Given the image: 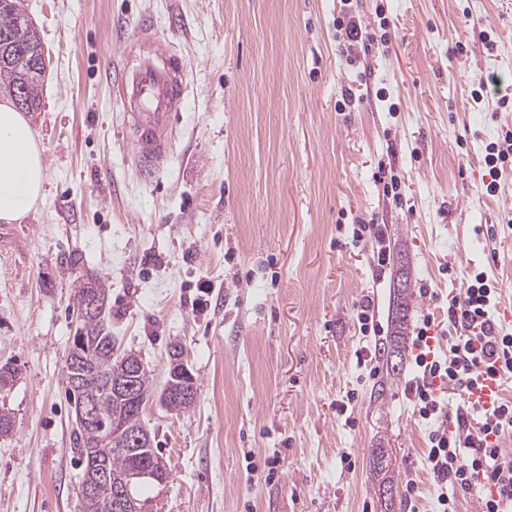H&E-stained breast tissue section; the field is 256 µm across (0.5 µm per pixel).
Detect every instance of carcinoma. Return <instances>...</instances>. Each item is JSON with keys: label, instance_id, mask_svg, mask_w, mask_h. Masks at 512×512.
Returning <instances> with one entry per match:
<instances>
[{"label": "carcinoma", "instance_id": "carcinoma-1", "mask_svg": "<svg viewBox=\"0 0 512 512\" xmlns=\"http://www.w3.org/2000/svg\"><path fill=\"white\" fill-rule=\"evenodd\" d=\"M20 0L0 3V93L5 92L13 103H22L21 109L33 112L39 106V87L44 68L34 69L33 58L43 55L40 38L19 7ZM98 298L100 305L92 315H84L76 334L86 338L88 359L81 365L76 362L73 350H68L63 369V378L68 391L73 394L74 405L82 401H94L96 422L78 428L77 453L81 460L82 477L90 473V466L101 460L107 463L109 476L95 484L94 489L81 495L83 512H111L115 487L123 483L134 470H160L162 457L154 447L130 448L119 444H102L100 425L120 418L128 430H145L142 413L143 401L119 399L107 391L109 382L125 377L123 359L115 353L112 332L105 324L106 288L94 281L79 291L78 305L84 306L86 298ZM413 293L409 287L397 290L393 295L391 309L392 332L382 347L387 373L400 376L406 360V339L410 312L413 308ZM161 402L177 413L189 411L195 404L193 399H180L175 390L164 386Z\"/></svg>", "mask_w": 512, "mask_h": 512}]
</instances>
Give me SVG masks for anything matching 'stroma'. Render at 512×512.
Instances as JSON below:
<instances>
[{"instance_id": "stroma-1", "label": "stroma", "mask_w": 512, "mask_h": 512, "mask_svg": "<svg viewBox=\"0 0 512 512\" xmlns=\"http://www.w3.org/2000/svg\"><path fill=\"white\" fill-rule=\"evenodd\" d=\"M22 8L45 56L29 119L47 180L34 211L0 223V366L16 374L0 391L14 420L0 437V512H83L63 367L91 275L108 290L118 352L141 354L156 390L143 423L169 479L144 490L151 512H383L376 448L389 452L395 512H435L430 425L404 393L414 367L388 384L383 339L357 321L367 303L389 326L396 266L377 270L351 226L386 225L412 284L411 318L433 319L435 353L448 352V298L474 270L499 288L494 317L512 330V170L491 197L484 163L512 127L498 105L512 90V0ZM348 14L373 39L353 65L336 28ZM141 21L190 67L170 160L150 178L131 163L106 83L119 40ZM382 166L400 176L401 204L384 196ZM174 340L198 382L180 415L158 397Z\"/></svg>"}]
</instances>
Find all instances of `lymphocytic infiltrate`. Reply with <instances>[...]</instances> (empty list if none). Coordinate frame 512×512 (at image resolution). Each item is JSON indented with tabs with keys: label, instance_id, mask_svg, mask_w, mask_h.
I'll return each mask as SVG.
<instances>
[{
	"label": "lymphocytic infiltrate",
	"instance_id": "lymphocytic-infiltrate-1",
	"mask_svg": "<svg viewBox=\"0 0 512 512\" xmlns=\"http://www.w3.org/2000/svg\"><path fill=\"white\" fill-rule=\"evenodd\" d=\"M490 176L485 190L496 195L499 179L512 169V128H502L486 148ZM499 292L486 272L475 271L465 288L448 299L447 357L430 355L428 328L423 319L415 330V376L405 387L420 419L431 423L427 461L437 492L438 512H457V497L481 495V512H512V454L500 443L512 431V399L499 398L492 411L480 409L470 397L485 378L512 377V332L503 331L492 311ZM445 384L460 404L449 412L437 392Z\"/></svg>",
	"mask_w": 512,
	"mask_h": 512
}]
</instances>
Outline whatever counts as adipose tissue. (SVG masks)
Wrapping results in <instances>:
<instances>
[{
    "mask_svg": "<svg viewBox=\"0 0 512 512\" xmlns=\"http://www.w3.org/2000/svg\"><path fill=\"white\" fill-rule=\"evenodd\" d=\"M46 180L44 148L30 122L0 103V222L21 221L41 198Z\"/></svg>",
    "mask_w": 512,
    "mask_h": 512,
    "instance_id": "obj_1",
    "label": "adipose tissue"
}]
</instances>
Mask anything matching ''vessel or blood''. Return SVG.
<instances>
[{
  "mask_svg": "<svg viewBox=\"0 0 512 512\" xmlns=\"http://www.w3.org/2000/svg\"><path fill=\"white\" fill-rule=\"evenodd\" d=\"M118 55L136 58L111 81L123 114L122 132L136 166L152 174L170 158L174 137L171 116L183 102L188 66L170 46L157 39L146 22L135 26L120 45Z\"/></svg>",
  "mask_w": 512,
  "mask_h": 512,
  "instance_id": "1",
  "label": "vessel or blood"
}]
</instances>
